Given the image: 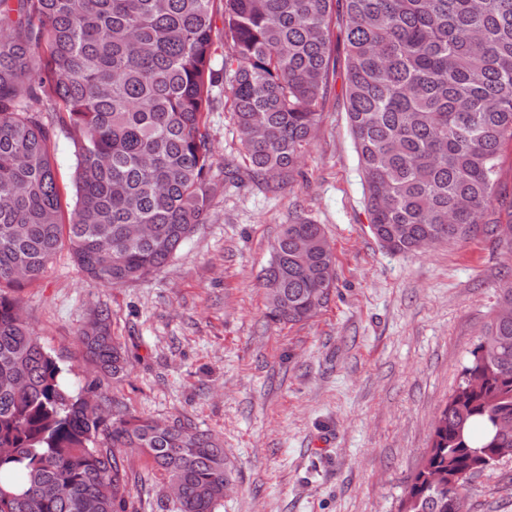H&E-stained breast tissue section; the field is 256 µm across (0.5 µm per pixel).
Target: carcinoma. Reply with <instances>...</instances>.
I'll return each instance as SVG.
<instances>
[{"instance_id":"carcinoma-1","label":"carcinoma","mask_w":512,"mask_h":512,"mask_svg":"<svg viewBox=\"0 0 512 512\" xmlns=\"http://www.w3.org/2000/svg\"><path fill=\"white\" fill-rule=\"evenodd\" d=\"M344 49V97L370 229L391 253L491 234L512 255L498 164L512 144V0H0V512H137L122 451L217 512L223 443L181 420L103 413L21 312L20 293L68 243L119 287L165 266L225 183L270 190L298 172ZM221 64H216V60ZM39 107H33V104ZM229 107L245 168L217 161L211 112ZM75 157L63 220L57 139ZM336 259L298 216L264 269L272 320L310 319ZM87 360L118 383L130 361L93 311ZM512 448V280L459 383L402 512H468L467 481Z\"/></svg>"}]
</instances>
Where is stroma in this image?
<instances>
[{
    "label": "stroma",
    "mask_w": 512,
    "mask_h": 512,
    "mask_svg": "<svg viewBox=\"0 0 512 512\" xmlns=\"http://www.w3.org/2000/svg\"><path fill=\"white\" fill-rule=\"evenodd\" d=\"M209 125L217 160L241 162L232 113ZM364 190L336 80L293 179L271 192L226 186L164 268L121 287L61 249L23 290V315L74 392L219 433L234 477L220 512H401L512 256L492 235L390 253L370 231ZM298 215L322 224L337 280L313 318L280 324L261 275ZM98 306L130 357L118 384L83 355ZM126 464L138 512H174L150 464ZM468 506L512 512V458L469 479Z\"/></svg>",
    "instance_id": "1"
}]
</instances>
